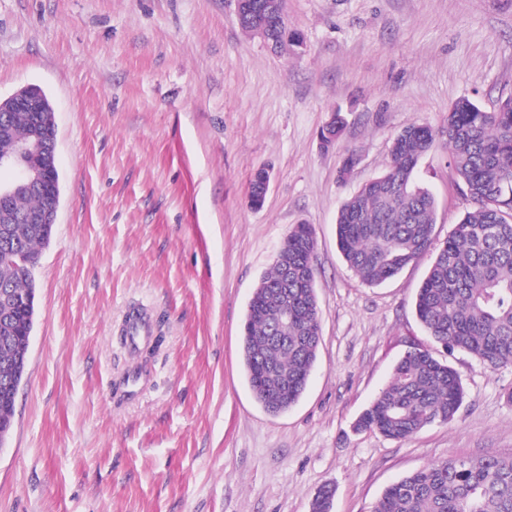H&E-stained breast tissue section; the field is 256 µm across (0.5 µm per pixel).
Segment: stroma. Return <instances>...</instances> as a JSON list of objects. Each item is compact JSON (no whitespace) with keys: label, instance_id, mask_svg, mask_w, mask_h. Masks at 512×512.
<instances>
[{"label":"stroma","instance_id":"1","mask_svg":"<svg viewBox=\"0 0 512 512\" xmlns=\"http://www.w3.org/2000/svg\"><path fill=\"white\" fill-rule=\"evenodd\" d=\"M286 13L297 54L244 33L235 0H0V96L48 97L61 189L0 512H310L325 485L332 512H373L430 463L512 457V365L445 355L417 319L432 254L369 286L336 239L341 204L411 123L438 135L416 169L435 244L473 210L442 134L456 100L489 111L512 95V0H286ZM336 111L346 127L325 149ZM298 224L316 238L321 342L301 398L273 416L249 387L242 327ZM136 310L151 334L133 352ZM414 347L459 373L454 419L401 441L354 431Z\"/></svg>","mask_w":512,"mask_h":512}]
</instances>
